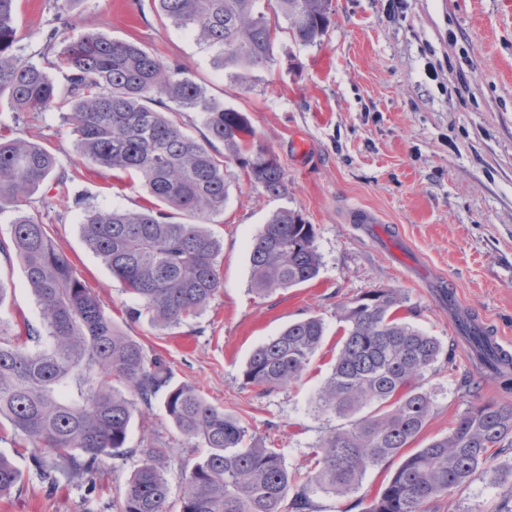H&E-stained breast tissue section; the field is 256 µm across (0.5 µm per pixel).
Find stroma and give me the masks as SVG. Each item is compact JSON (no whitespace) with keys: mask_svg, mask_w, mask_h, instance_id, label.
I'll return each mask as SVG.
<instances>
[{"mask_svg":"<svg viewBox=\"0 0 512 512\" xmlns=\"http://www.w3.org/2000/svg\"><path fill=\"white\" fill-rule=\"evenodd\" d=\"M332 0L333 21L320 44L296 45L280 30L273 61L241 75L220 68L213 52L187 31L159 20L153 0H74L79 27L136 42L192 79L226 107L243 112L277 155L288 191L272 197L227 162L229 198L214 216L221 242V288L198 317L160 330L130 320L133 299L90 250L71 201L44 205L36 191L27 209L49 224L57 247L97 294L113 322L164 361L173 383L195 386L210 404L242 422L247 436L277 449L288 470L306 471L311 447L336 417L312 407L342 344V304L378 288L398 289L404 322L437 337L450 361H439L423 387L433 395L423 447L447 435L477 402L507 404L512 390L472 356L448 309L449 294L493 338L512 342V0ZM62 0H19L18 55L40 66L54 57L45 35L59 29ZM0 134L51 149L91 207L138 210L150 196L140 184L77 156L71 127L57 111L19 114L0 100ZM373 212L389 239L351 221L354 208ZM290 209L313 224L321 256L318 276L300 286L258 295L250 289V247L272 214ZM12 210L0 212V327L41 328L40 309L14 251ZM310 316L325 324L323 343L302 380L259 393L241 384L252 352L288 325ZM170 447L163 473L178 506L185 476L205 450L187 441L167 416L162 397L139 405L124 456L99 461V489L90 502L78 480L57 473L54 484L33 475L31 453L9 424L0 425V454L23 482L0 498V512H115L142 451ZM369 469L340 500L311 494L310 512H361L401 465ZM512 470V449L499 453L471 482L434 504V512H489Z\"/></svg>","mask_w":512,"mask_h":512,"instance_id":"stroma-1","label":"stroma"}]
</instances>
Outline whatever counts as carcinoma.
Here are the masks:
<instances>
[{
  "mask_svg": "<svg viewBox=\"0 0 512 512\" xmlns=\"http://www.w3.org/2000/svg\"><path fill=\"white\" fill-rule=\"evenodd\" d=\"M256 0H157V14L194 34L215 60L237 74L267 67L279 24L255 10ZM293 41L314 46L327 32L332 0H277ZM17 0H0V96L16 112L66 113L75 150L95 166L141 180L153 199L140 210L83 209L81 235L126 293L137 300L132 319L147 316L167 329L197 317L219 292L220 240L207 229L224 211L229 183L224 159L237 162L270 195L285 193L282 167L262 144L247 116L207 96L203 86L133 42L79 31L53 66L66 85L58 90L46 71L14 53ZM199 112L205 133L196 137L183 114ZM223 145L219 150L217 145ZM52 196L71 185L59 158L42 145L0 135V212L16 213L11 241L40 308L48 346L34 331L0 336V420L38 450L39 478L54 483L59 466L97 490L98 460L125 447L136 402L163 405L175 427L207 452L189 472L179 512H309L310 494L349 496L365 472L401 454L425 426L433 405L422 381L442 353L440 341L397 317L403 303L394 288L376 289L345 304L343 341L331 374L315 397L323 415L373 413L327 431L312 448L314 469L300 478L280 453L245 445L236 417L208 403L189 384L174 385L165 363L105 313L99 298L58 251L49 225L28 213V196L47 179ZM251 287L258 293L292 288L316 278L321 257L315 231L300 214L281 210L254 239ZM481 358L490 341L463 326ZM321 318L289 324L257 347L242 384L260 392L298 382L324 338ZM512 448V404L472 405L448 435L409 455L363 512H430L484 467L492 450ZM169 449L143 450L116 512H171L162 463ZM12 459L0 455V497L22 482Z\"/></svg>",
  "mask_w": 512,
  "mask_h": 512,
  "instance_id": "cac0c4a2",
  "label": "carcinoma"
}]
</instances>
